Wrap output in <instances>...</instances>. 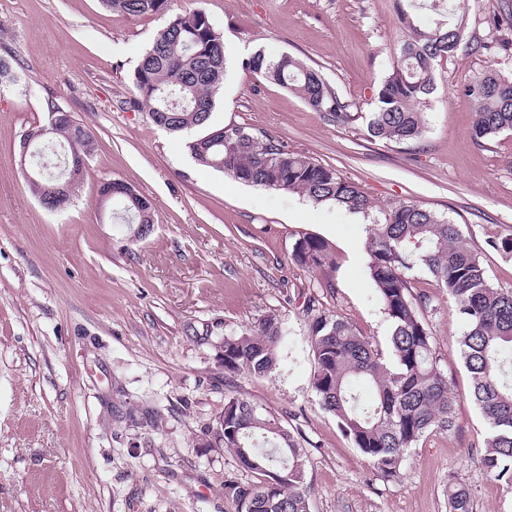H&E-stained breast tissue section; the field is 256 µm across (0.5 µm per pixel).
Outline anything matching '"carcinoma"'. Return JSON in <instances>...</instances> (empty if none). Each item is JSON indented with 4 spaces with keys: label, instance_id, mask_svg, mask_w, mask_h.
Masks as SVG:
<instances>
[{
    "label": "carcinoma",
    "instance_id": "cac0c4a2",
    "mask_svg": "<svg viewBox=\"0 0 512 512\" xmlns=\"http://www.w3.org/2000/svg\"><path fill=\"white\" fill-rule=\"evenodd\" d=\"M111 11L131 16L159 14L168 0H102ZM444 19L420 28L408 11L399 20L409 34L392 73L377 89L373 110L350 111L322 74L283 53L261 51L243 61L246 70L297 94L312 110L336 124L365 121L368 135L383 143L418 141L425 129L426 108L437 86L438 62L459 54L497 56L512 49L499 39L512 19L497 10L475 22L480 34L463 38L466 0H448L432 7ZM226 55L222 37L202 9L174 17L142 54L134 71L132 108L144 104L152 122L172 132L194 130L188 142L200 165L266 190L297 193L314 204H329L369 221L366 232L367 272L389 322L386 347L364 335L346 319L319 310L312 299L305 314L312 317L310 349L312 388L337 427L386 481L401 475L405 455L428 436L458 430L456 395L439 366L434 336L426 320L432 297L414 291L412 272L425 273L432 286L448 292L467 328L457 341L470 374V399L487 425L483 464L486 472L512 487V286L494 283L481 252L464 239L459 225L415 202L376 206L362 187L273 136L246 125L240 134L225 135L212 124L216 95L224 82ZM19 60L0 55V85L17 82ZM454 92L474 100L477 118L473 138L483 144L512 133V78L498 63L478 71ZM46 127L34 139L21 172L28 188L38 182L51 189L70 182L65 193H46L43 207L54 211L67 204L87 172L93 134L53 98L45 100ZM101 204L120 224L150 227L152 203L130 188L112 194V181L98 189ZM292 260L319 272L333 290L336 257L321 237L304 234L295 240ZM285 339L278 315L267 314L255 328L224 337V371L241 369L267 377L279 362ZM370 385L375 397L362 403L359 387ZM215 437L222 440L239 468L253 476L246 483H224V496L236 512H309L305 487L306 460L293 433L271 414L250 402L230 398L216 419ZM464 484L448 488V512H476Z\"/></svg>",
    "mask_w": 512,
    "mask_h": 512
}]
</instances>
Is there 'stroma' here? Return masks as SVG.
<instances>
[{
    "label": "stroma",
    "mask_w": 512,
    "mask_h": 512,
    "mask_svg": "<svg viewBox=\"0 0 512 512\" xmlns=\"http://www.w3.org/2000/svg\"><path fill=\"white\" fill-rule=\"evenodd\" d=\"M206 10L227 71L212 121L248 124L358 183L375 204L413 200L459 224L495 282L512 256L488 247L512 234V134L480 145L475 107L448 88L487 64L441 61L420 142L372 140L296 94L243 70L256 51L318 70L352 111H371L406 30L395 0H170L144 17L101 0H0V55L20 82L0 87V512H235L224 482L240 478L222 441L201 447L232 397L276 416L307 454L310 512H448L467 485L477 512H512V488L486 473L484 420L456 348L465 322L445 291L414 272L439 312L430 327L457 396L458 435L408 451L399 480L378 477L324 411L310 383V294L318 273L294 264L299 233L337 251L323 309L385 342L389 322L365 273L362 216L254 187L200 166L183 133L128 104L146 47L175 16ZM53 98L93 133L73 201L44 209L15 161L21 136L46 124ZM119 179L154 204L143 237L113 223L100 182ZM276 313L288 329L266 378L224 370L226 335Z\"/></svg>",
    "instance_id": "obj_1"
}]
</instances>
